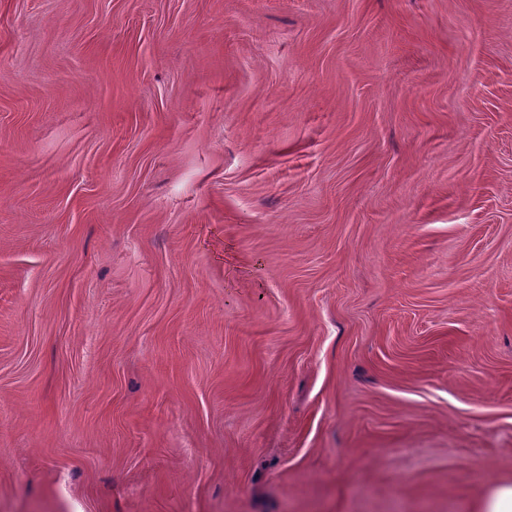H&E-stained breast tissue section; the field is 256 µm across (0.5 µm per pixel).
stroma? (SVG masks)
<instances>
[{
    "mask_svg": "<svg viewBox=\"0 0 512 512\" xmlns=\"http://www.w3.org/2000/svg\"><path fill=\"white\" fill-rule=\"evenodd\" d=\"M508 481L512 0H0V512Z\"/></svg>",
    "mask_w": 512,
    "mask_h": 512,
    "instance_id": "obj_1",
    "label": "stroma"
}]
</instances>
